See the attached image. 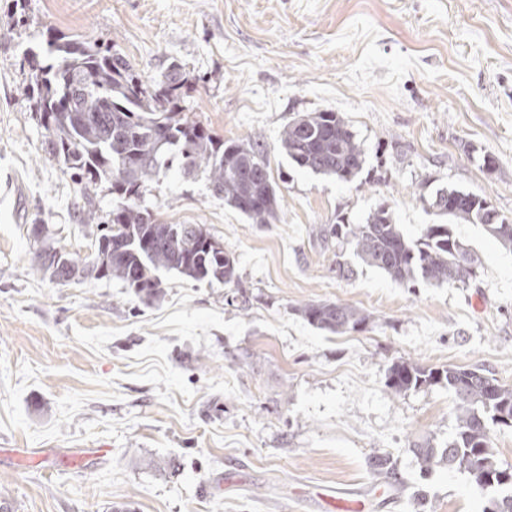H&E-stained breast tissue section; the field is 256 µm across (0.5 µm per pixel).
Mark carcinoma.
<instances>
[{"label": "carcinoma", "mask_w": 512, "mask_h": 512, "mask_svg": "<svg viewBox=\"0 0 512 512\" xmlns=\"http://www.w3.org/2000/svg\"><path fill=\"white\" fill-rule=\"evenodd\" d=\"M46 61L32 55L26 91L43 129L50 154L66 169L96 185L112 182L122 199L101 229L95 253L86 261L46 246L57 263L40 260L39 270L66 285L88 277L117 278L148 303L163 294L157 272L165 270L201 281L226 284L238 280L235 254L195 224H162L140 205L146 183L173 167L185 178L204 176L214 195L253 224L279 220L280 186L272 176L266 144L259 136L225 141L196 122L180 117L186 92L182 65L173 63L151 82L144 81L121 53L77 39L50 35ZM280 147L298 167L354 180L365 162L364 150L338 112H297L284 126ZM430 206L458 224H482L502 246L512 248V222L481 195L440 188ZM326 232L349 245L362 262L403 285L422 282L450 288L477 276V261L446 224H431L408 240L392 214L381 206L361 224H332ZM311 326L328 333L363 331L370 313L344 304L310 302L296 308ZM423 385H441L454 395L455 432L436 445L415 449L420 471L446 465L483 477L496 493L487 512H512V472L495 455L488 421L512 427V387L478 369L422 367L398 361L388 368L389 393L402 394ZM370 470L395 473L388 456H373Z\"/></svg>", "instance_id": "carcinoma-1"}]
</instances>
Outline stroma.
<instances>
[{"label":"stroma","instance_id":"obj_1","mask_svg":"<svg viewBox=\"0 0 512 512\" xmlns=\"http://www.w3.org/2000/svg\"><path fill=\"white\" fill-rule=\"evenodd\" d=\"M51 32L116 48L147 81L179 62L185 118L227 141L262 137L287 181L277 223H251L174 170L143 191L159 222L199 225L235 251L236 284L163 271V297L146 303L116 279L59 285L38 271L34 228L85 258L116 201L110 183L85 187L46 152L22 92ZM322 110L364 148L355 181L280 149L294 113ZM443 186L512 220V0H0V503L336 512L341 498L362 512H484L467 474L420 476L412 453L447 440L453 394L393 395L386 378L410 360L512 386V251L483 225H453L476 279L411 288L320 234L383 206L417 239L447 222L427 203ZM320 301L374 322L323 332L297 312ZM374 455L396 478L370 471Z\"/></svg>","mask_w":512,"mask_h":512}]
</instances>
